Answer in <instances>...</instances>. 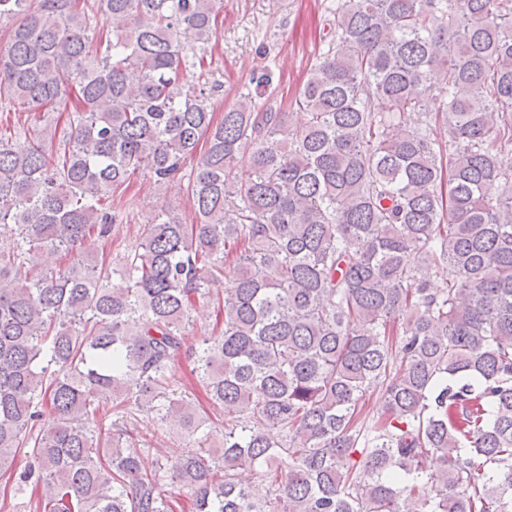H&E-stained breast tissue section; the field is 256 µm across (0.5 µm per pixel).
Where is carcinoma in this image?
<instances>
[{
	"label": "carcinoma",
	"mask_w": 512,
	"mask_h": 512,
	"mask_svg": "<svg viewBox=\"0 0 512 512\" xmlns=\"http://www.w3.org/2000/svg\"><path fill=\"white\" fill-rule=\"evenodd\" d=\"M220 3L0 0V99L78 101L0 133V477L28 512H512V0H337L298 125L184 92ZM139 173L195 223L83 254ZM194 324L189 328V337L195 339L196 336L209 334L214 324V316L211 308L197 303L193 312ZM193 368V364L188 361L184 356L180 359L177 364L178 376L181 378V384L179 385V389L174 391L175 395H179L181 390H183L184 386L189 388H194L199 396L200 403L203 407L207 408V403L205 400V394L203 389L197 386V380L195 378V374L191 371Z\"/></svg>",
	"instance_id": "obj_1"
}]
</instances>
